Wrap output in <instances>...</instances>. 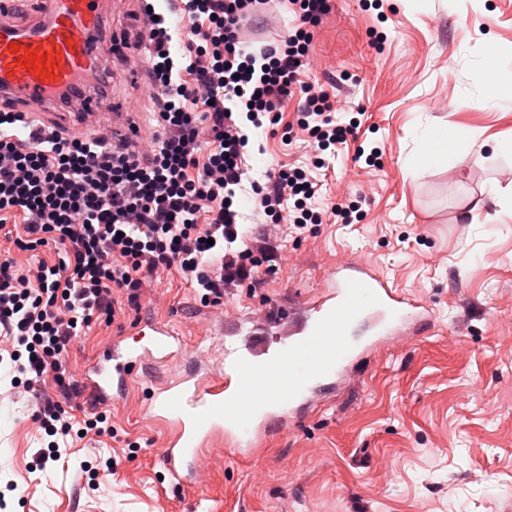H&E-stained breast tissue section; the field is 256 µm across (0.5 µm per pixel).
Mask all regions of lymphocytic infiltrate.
<instances>
[{"label":"lymphocytic infiltrate","mask_w":512,"mask_h":512,"mask_svg":"<svg viewBox=\"0 0 512 512\" xmlns=\"http://www.w3.org/2000/svg\"><path fill=\"white\" fill-rule=\"evenodd\" d=\"M169 2L188 19L178 35L159 19L122 42L149 57L156 105L149 150L127 138L66 133L30 112L0 111V230L22 216L16 247L61 254L57 264L23 272L0 253V332L13 345L12 370L28 386L59 372L63 354L94 322L122 306L139 310L148 277L180 269L205 303L218 306L225 286L259 273L253 249L237 246L246 232L233 198L249 142L237 114L275 134L284 101L305 88V26L326 14L328 0H289L293 22L252 52L241 46L244 27L267 0ZM198 99L205 111L189 110ZM297 125L322 150L346 144L358 129L339 122L324 92L307 94ZM265 178L252 185L257 212L298 230L321 223L313 208L318 184L307 169H271ZM79 395L76 385L59 384L39 419L68 436L64 406Z\"/></svg>","instance_id":"f902f5d3"}]
</instances>
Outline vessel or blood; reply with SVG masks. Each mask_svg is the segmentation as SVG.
<instances>
[{
    "label": "vessel or blood",
    "instance_id": "b4317fda",
    "mask_svg": "<svg viewBox=\"0 0 512 512\" xmlns=\"http://www.w3.org/2000/svg\"><path fill=\"white\" fill-rule=\"evenodd\" d=\"M111 6L112 0H39L36 15L20 25L14 20L18 0H0V106L45 113L56 91L77 84L111 51V43L100 38ZM16 44L49 56L50 76L23 67L12 51ZM82 105L79 112L56 113V120L81 130L121 125L125 137H134L126 113L115 103L92 97ZM332 279V288L308 301L300 319L289 320L277 353L252 341L242 348L228 345L219 374L151 382L146 412L172 429L160 453L171 483L186 486L189 465L213 439L233 445L238 435H259L269 423L299 418L350 377L368 352L400 338L411 322L427 324L434 318L426 303L390 286L371 266L343 265ZM365 319L372 321L374 334L362 341L351 330ZM180 352L179 337L161 322L150 325L148 336L109 342L84 371L81 388L88 404L98 409L122 398L143 362L167 365ZM259 380L265 383L260 393L254 390Z\"/></svg>",
    "mask_w": 512,
    "mask_h": 512
}]
</instances>
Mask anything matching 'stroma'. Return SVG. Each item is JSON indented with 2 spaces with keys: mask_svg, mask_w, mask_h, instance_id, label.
<instances>
[{
  "mask_svg": "<svg viewBox=\"0 0 512 512\" xmlns=\"http://www.w3.org/2000/svg\"><path fill=\"white\" fill-rule=\"evenodd\" d=\"M312 27L302 80L360 118L358 141L380 146L378 166L355 160L356 144L315 152L306 132L251 137L249 179L309 157L329 204H355L360 220L294 230L253 224L247 245L268 249L275 268L253 285H228V324L268 316L265 341L279 339L288 311L329 286L336 265L372 266L391 285L427 302L433 326L367 355L357 372L304 417L271 426L256 447L206 450L192 488L172 487L158 460L166 435L144 418L145 384L105 410L115 436L56 439L36 417L57 394L54 377L29 390L0 375V512H512V223L458 221L491 184L512 186V112L482 107L493 87L481 62L512 47V0H329ZM144 57L109 53L107 95L149 133L154 104L130 76ZM479 131L482 146L419 173L407 168L416 130ZM188 277L172 270L144 289L139 310L92 324L63 357L79 382L112 338L141 322L167 323L183 362L146 369L167 378L205 353L218 372L219 330ZM58 447L40 468L39 454ZM112 468H105V461Z\"/></svg>",
  "mask_w": 512,
  "mask_h": 512,
  "instance_id": "1",
  "label": "stroma"
}]
</instances>
